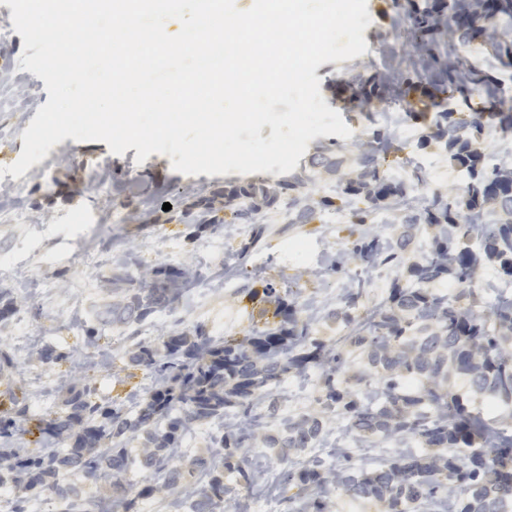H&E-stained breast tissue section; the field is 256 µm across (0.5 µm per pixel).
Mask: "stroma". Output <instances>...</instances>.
I'll return each mask as SVG.
<instances>
[{
	"instance_id": "obj_1",
	"label": "stroma",
	"mask_w": 512,
	"mask_h": 512,
	"mask_svg": "<svg viewBox=\"0 0 512 512\" xmlns=\"http://www.w3.org/2000/svg\"><path fill=\"white\" fill-rule=\"evenodd\" d=\"M423 4L424 0H367L372 19L363 32L367 51L315 70L326 104L340 112L353 135L348 140L320 135L307 145L311 152L322 144L340 148L350 141H365L374 127L388 126L401 149L396 161H385L387 174L406 181H412L416 172L422 176L420 182H412L413 191L404 202L408 208L420 207L433 194L461 193L466 177L438 143L416 148L427 122L409 118V110L420 112L424 106L407 104L406 80L434 88L443 81L442 62L448 59L490 78V85L471 95V102L485 108L499 95L512 96V67L502 65L481 43L464 45L437 34L428 50L414 53L408 13ZM11 15V8L0 0V48L13 58L11 68L0 69V100L5 103L0 126L12 131L11 136L0 137V167L5 170L0 184L11 189L0 207V307L12 309L9 318L0 321V343L15 356L13 366L0 369V415L12 416V399L27 401L28 415L17 422L25 450H44L38 422L60 408L72 373L95 388L100 401L132 412L159 385L153 370L129 367L126 357L134 342L156 344L163 330L188 332L198 325L217 339L264 328L266 319L247 297L248 288L269 283L295 297L303 316L313 320L317 336L331 344L344 334L333 317L341 285L362 280L359 314L364 317L386 298L390 283L402 276V269L383 267L368 280L358 263L346 259L352 229L347 208L307 224L291 223L284 204L261 211L257 220L268 227L265 244L244 262L236 251L249 239L250 225L220 222L193 232L196 202L238 183L241 175L234 171L186 176L172 169L167 155L151 154L139 165L136 149L118 156L105 142L68 137L22 176L7 173L23 150L24 131L49 98L44 81L22 67L23 38L15 32ZM358 73L381 80L383 99L377 106L350 102L347 81ZM97 175L104 180L105 193L91 187ZM216 239L224 242L220 257L209 251ZM161 264L189 265L193 277L170 306L152 317L113 322L112 306L122 297L113 274L128 275L130 287L147 288V269ZM229 277L235 278L236 291L225 290ZM229 310L233 321L217 327V319ZM91 329L98 342L87 347L83 341ZM47 347L62 354L79 348L81 359L42 362L38 353ZM322 386L320 370L311 368L282 381L275 399L287 402L289 413L313 412ZM225 427L220 418L197 426L196 436L183 439L185 454L208 457L214 469L222 471L223 453L216 442ZM338 446L349 449L360 465L370 467L386 457L382 448L356 440L345 422L332 416L325 438L293 456L292 465L299 468L314 457L331 458Z\"/></svg>"
}]
</instances>
